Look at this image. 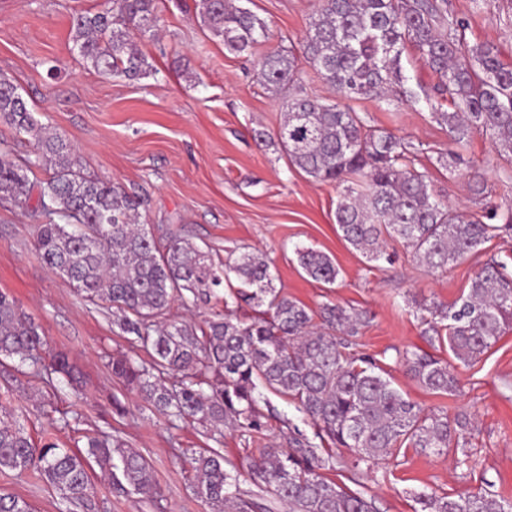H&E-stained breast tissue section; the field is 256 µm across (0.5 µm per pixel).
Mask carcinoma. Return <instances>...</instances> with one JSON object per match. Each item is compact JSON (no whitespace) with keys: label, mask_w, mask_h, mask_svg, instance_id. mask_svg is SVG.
<instances>
[{"label":"carcinoma","mask_w":512,"mask_h":512,"mask_svg":"<svg viewBox=\"0 0 512 512\" xmlns=\"http://www.w3.org/2000/svg\"><path fill=\"white\" fill-rule=\"evenodd\" d=\"M201 22L232 54L269 39L266 23L230 0H200ZM155 0H112V9L73 17V47L92 69L145 78L155 69L137 48L134 32L158 26ZM467 25L447 16V0H319L300 53L268 50L256 75L268 90L283 95L284 119L276 133L291 165L315 181L341 187L336 224L353 249L370 261L385 258L387 239L400 241L411 257L432 272H443L496 236L512 229V210L484 204L468 216L441 202L426 173L415 167L412 146L391 132L371 126L349 102L365 97L416 101L404 87L401 57L412 47L440 79L436 93L448 96L456 111H439L428 97L432 117L448 124L453 141L464 147L471 134L489 137L503 157L512 156V65L488 43L468 45ZM313 66L336 92L329 101L309 95L300 83L303 64ZM0 125L34 139L37 154L19 160L0 151V200L28 204L43 217L34 246L44 264L76 286L93 304L112 308L123 333L132 336L128 353L112 355V376L156 412L209 425L224 436L235 427L261 434L271 409L267 394L293 404L316 428L309 438L295 424L282 434L286 447L259 449L250 480L260 495L243 499L237 475L224 467L214 448L193 457L196 495L210 512H270L273 500L288 512H376L373 500L347 491L323 471L336 456L314 442L327 439L355 454L354 466L398 456L415 448L441 456L454 450L468 462L473 417L422 413L390 379L376 359L354 352L364 311L328 300L313 311L281 294L263 255L247 251L217 266L209 253L188 239H155L140 223V199L120 185L91 178L59 133L50 132L0 75ZM34 168L48 177L29 181ZM310 279L333 284L339 269L326 253L296 249ZM241 288L234 302L267 305L248 321L225 313L199 325L170 319L174 301L209 303L224 281ZM422 335L448 346L458 361L477 362L512 329V270L508 262L487 260L470 288L451 307H418ZM144 351L143 359L136 351ZM398 358L424 388L455 396L462 386L447 361L427 352L404 350ZM18 360L21 375L54 381L80 379L68 356L49 354L39 328L0 291V366ZM84 448L54 442L36 446L13 419L0 415V470H37L74 512H98L92 482L99 468L116 495L156 494L151 466L119 435L85 436ZM420 512H512V501L481 488L451 496L420 493ZM0 512H31L25 500L0 492Z\"/></svg>","instance_id":"1"}]
</instances>
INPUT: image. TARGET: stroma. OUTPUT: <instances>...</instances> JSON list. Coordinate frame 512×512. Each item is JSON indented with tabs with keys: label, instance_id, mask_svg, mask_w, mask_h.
I'll use <instances>...</instances> for the list:
<instances>
[{
	"label": "stroma",
	"instance_id": "obj_1",
	"mask_svg": "<svg viewBox=\"0 0 512 512\" xmlns=\"http://www.w3.org/2000/svg\"><path fill=\"white\" fill-rule=\"evenodd\" d=\"M264 19L269 42L251 54L225 52L202 25L195 0H159L158 36L136 39L156 75L131 81L84 66L71 41L77 14L109 9V0H0V73L16 85L41 122L74 147L86 175L120 183L143 200L142 223L155 236L168 233L209 250L222 262L243 249L263 252L282 294L310 309L331 300L368 312L357 352L374 356L396 388L423 411L468 412L476 417L468 464L455 454L428 456L407 448L397 459L353 471L351 454L328 478L376 501L379 512H416L419 493L457 496L483 482L512 500V331L474 364L432 349L416 318L418 303L451 304L469 287L481 261L512 251V231L499 232L481 256L444 273H429L404 246L389 241L388 260L367 261L342 238L335 220L339 190L314 182L292 167L274 134L283 118L279 97L263 86L254 68L269 44L297 46L318 0H238ZM448 15L465 20L469 43L496 47L512 63V0H448ZM406 86L416 105L367 97L353 109L372 126L391 131L416 149L418 170L427 172L435 194L449 206L479 211L489 200L512 208V163L489 138L473 134L464 152L470 168L448 173L437 158L453 149L446 124L422 104L437 75L413 50L401 58ZM479 172L484 197H476L472 172ZM36 217L29 207L0 201V290L46 336L51 351L66 353L82 373L77 387L61 386L49 399L34 393V379L0 376V410L10 413L35 444L52 440L73 447L84 434L121 435L150 462L157 487L153 498L115 497L96 481L102 512H208L193 486L192 451L220 447L227 469L238 473L241 490H252L248 471L261 447L279 441L286 422L305 433L313 428L293 405L272 398L273 416L261 437L225 429L214 440L205 427L158 415L122 389L107 366L129 343L106 304L85 300L53 274L34 248ZM312 247L331 256L340 275L328 285L308 278L296 250ZM436 351L464 385L456 396L436 394L406 373L397 354ZM120 398L123 412L112 407ZM25 499L33 512H65L66 506L36 471L0 470V492Z\"/></svg>",
	"mask_w": 512,
	"mask_h": 512
}]
</instances>
